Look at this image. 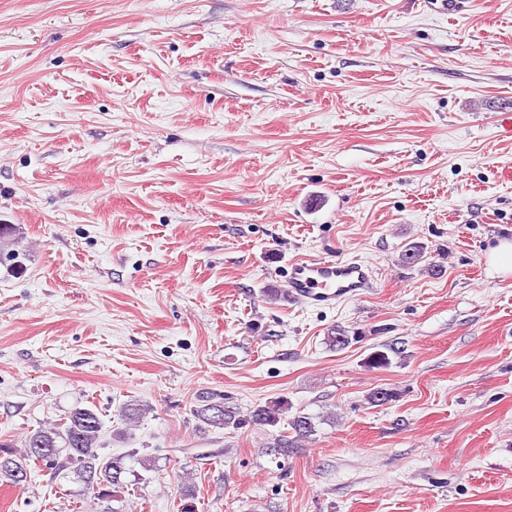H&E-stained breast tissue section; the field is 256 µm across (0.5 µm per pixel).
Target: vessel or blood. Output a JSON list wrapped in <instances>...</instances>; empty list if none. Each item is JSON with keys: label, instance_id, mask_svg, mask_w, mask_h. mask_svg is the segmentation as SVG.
Wrapping results in <instances>:
<instances>
[{"label": "vessel or blood", "instance_id": "vessel-or-blood-1", "mask_svg": "<svg viewBox=\"0 0 512 512\" xmlns=\"http://www.w3.org/2000/svg\"><path fill=\"white\" fill-rule=\"evenodd\" d=\"M285 283L289 300L330 309L373 288L374 272L361 259L305 258L289 263Z\"/></svg>", "mask_w": 512, "mask_h": 512}]
</instances>
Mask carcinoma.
Instances as JSON below:
<instances>
[{
    "label": "carcinoma",
    "instance_id": "obj_1",
    "mask_svg": "<svg viewBox=\"0 0 512 512\" xmlns=\"http://www.w3.org/2000/svg\"><path fill=\"white\" fill-rule=\"evenodd\" d=\"M425 247L410 244L401 253L400 261L406 265H417L425 261ZM399 351L389 347L375 350L366 358L371 369H385ZM290 403L285 397L263 405H257L246 415L224 402V398L213 393H201L195 398L193 415L198 428H233L247 425L278 429L274 451L282 456L302 447V443L316 433V424L310 416L297 414L286 417ZM286 428H281V423ZM104 423L98 412L91 407L73 408L65 421L44 426L27 435L23 450L12 451L0 445V480L12 484L27 481L31 472L47 468L64 478L72 479L96 490L97 498L113 501L124 491L127 473L126 457L101 456L97 452ZM112 490L104 495L100 487Z\"/></svg>",
    "mask_w": 512,
    "mask_h": 512
}]
</instances>
